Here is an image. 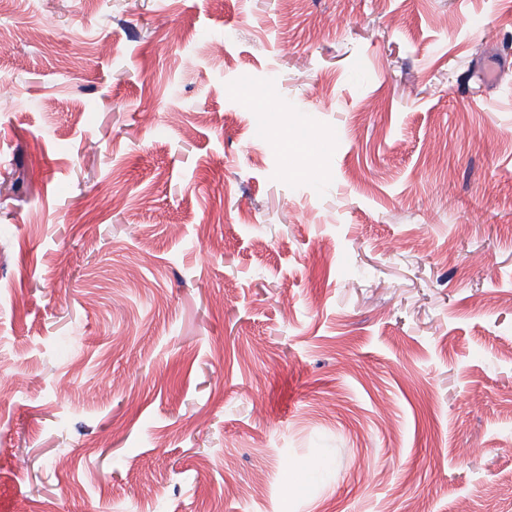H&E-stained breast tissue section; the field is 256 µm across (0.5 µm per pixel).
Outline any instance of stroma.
<instances>
[{
    "label": "stroma",
    "mask_w": 512,
    "mask_h": 512,
    "mask_svg": "<svg viewBox=\"0 0 512 512\" xmlns=\"http://www.w3.org/2000/svg\"><path fill=\"white\" fill-rule=\"evenodd\" d=\"M0 82V512H512V0H0Z\"/></svg>",
    "instance_id": "obj_1"
}]
</instances>
